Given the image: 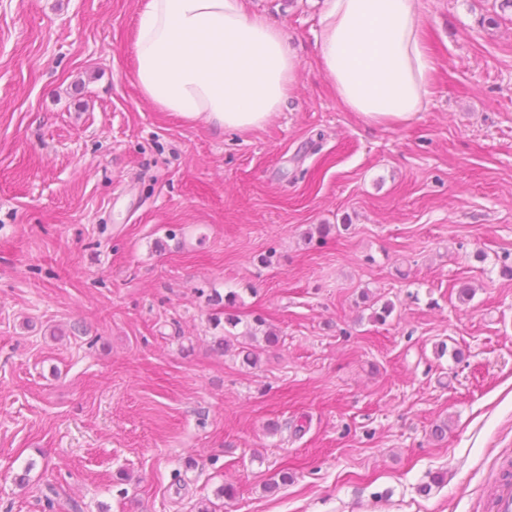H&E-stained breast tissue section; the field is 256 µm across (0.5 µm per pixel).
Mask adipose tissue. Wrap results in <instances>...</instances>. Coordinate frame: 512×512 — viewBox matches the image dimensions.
<instances>
[{"label": "adipose tissue", "mask_w": 512, "mask_h": 512, "mask_svg": "<svg viewBox=\"0 0 512 512\" xmlns=\"http://www.w3.org/2000/svg\"><path fill=\"white\" fill-rule=\"evenodd\" d=\"M316 39L346 110L371 124L426 111L435 62L422 0H324ZM133 55L155 107L227 130L261 127L287 106L299 69L283 28L243 0H145Z\"/></svg>", "instance_id": "1"}]
</instances>
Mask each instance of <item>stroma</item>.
Listing matches in <instances>:
<instances>
[{
  "label": "stroma",
  "mask_w": 512,
  "mask_h": 512,
  "mask_svg": "<svg viewBox=\"0 0 512 512\" xmlns=\"http://www.w3.org/2000/svg\"><path fill=\"white\" fill-rule=\"evenodd\" d=\"M500 3L425 0L428 108L369 125L319 67L322 0H246L298 84L224 131L141 94L140 0H0V512H492L512 466ZM229 315L279 335L257 367L214 350Z\"/></svg>",
  "instance_id": "1"
}]
</instances>
